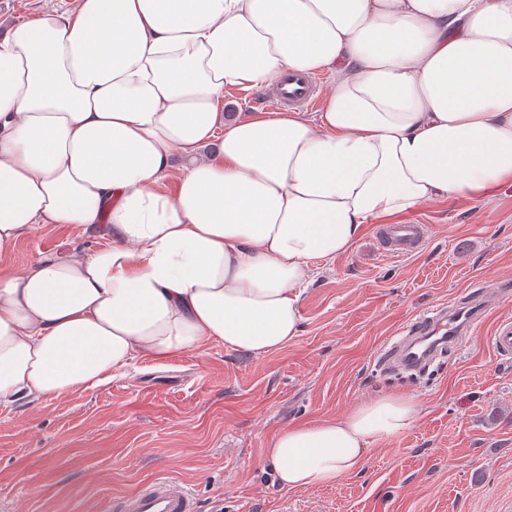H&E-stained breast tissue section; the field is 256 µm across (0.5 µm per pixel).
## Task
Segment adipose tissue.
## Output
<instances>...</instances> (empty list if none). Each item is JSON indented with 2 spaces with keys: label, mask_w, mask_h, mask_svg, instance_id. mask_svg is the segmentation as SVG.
<instances>
[{
  "label": "adipose tissue",
  "mask_w": 512,
  "mask_h": 512,
  "mask_svg": "<svg viewBox=\"0 0 512 512\" xmlns=\"http://www.w3.org/2000/svg\"><path fill=\"white\" fill-rule=\"evenodd\" d=\"M321 73L318 112L228 118L224 92ZM183 165H175V157ZM512 185V0H75L0 37V405L208 344L299 336L311 263L365 225ZM419 415L388 393L282 428L291 489L334 485ZM103 232L93 235L77 227L60 230L37 225L23 235L10 252L0 256V269L23 271L41 252L62 251L73 246L92 250L107 240Z\"/></svg>",
  "instance_id": "adipose-tissue-1"
}]
</instances>
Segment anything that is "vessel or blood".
<instances>
[{
    "instance_id": "obj_1",
    "label": "vessel or blood",
    "mask_w": 512,
    "mask_h": 512,
    "mask_svg": "<svg viewBox=\"0 0 512 512\" xmlns=\"http://www.w3.org/2000/svg\"><path fill=\"white\" fill-rule=\"evenodd\" d=\"M318 82L308 75L290 74L277 83L270 95L273 105L299 107L313 105L317 99ZM422 239L418 224H392L381 236L386 255L399 257L415 251ZM489 298L468 300L461 305L431 310L416 321L406 336L395 342L386 353V359L411 369L429 364L448 347L458 345L483 316ZM496 354L503 360H512V322L500 323L490 338ZM122 512H195V501L190 492L177 482L158 479L125 498Z\"/></svg>"
}]
</instances>
